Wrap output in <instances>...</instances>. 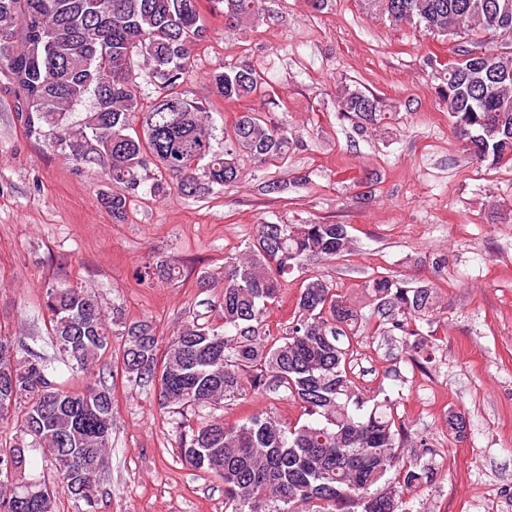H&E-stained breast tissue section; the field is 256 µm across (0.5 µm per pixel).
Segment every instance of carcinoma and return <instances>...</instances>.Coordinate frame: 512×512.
<instances>
[{
    "instance_id": "cac0c4a2",
    "label": "carcinoma",
    "mask_w": 512,
    "mask_h": 512,
    "mask_svg": "<svg viewBox=\"0 0 512 512\" xmlns=\"http://www.w3.org/2000/svg\"><path fill=\"white\" fill-rule=\"evenodd\" d=\"M211 2L224 5L226 32L263 11V0ZM198 3L0 0V76L19 100L18 118L29 136L112 185L100 204L115 221L125 219L146 186L154 195L172 189L200 195L237 183L241 161L263 167L293 147L288 128L260 109L241 113L230 141L214 146L206 107L182 90L207 33ZM368 6L393 25L406 22L480 46L512 40V0H368ZM457 54L440 93L454 134L477 163H512V54L463 45ZM142 62L152 93L134 75ZM211 81L226 100L265 96L264 78L249 64L226 65ZM88 100L84 116L73 119ZM337 111L361 134L381 116L378 99L356 89L338 96ZM351 245L345 224L256 225L243 253L224 263L221 323L185 321L163 350L152 322L109 317L92 289L53 282L44 298L50 335L69 368L82 373L112 348V337H126L128 380L153 387L158 405L181 415V461L224 482L230 512H404L405 492L430 482L434 471L401 454L407 430L395 403L359 389L343 340L369 330L415 336L408 356L424 365L432 345L418 323L433 322L437 289L386 275L365 281L378 317L370 328L333 284L311 276L282 335L264 329L268 305L288 276ZM136 277L174 281L182 273L174 262L148 261ZM21 351L22 337L0 336V421L21 411L17 440L0 448V469L12 464V477L0 474V512H52L50 496L23 499L30 484L50 490L45 479L25 474L31 448L91 507L112 439V387L100 380L65 390L44 361ZM281 390L314 420L291 425L259 414L234 424L213 417L192 424L184 416ZM393 469L397 484L377 488Z\"/></svg>"
}]
</instances>
